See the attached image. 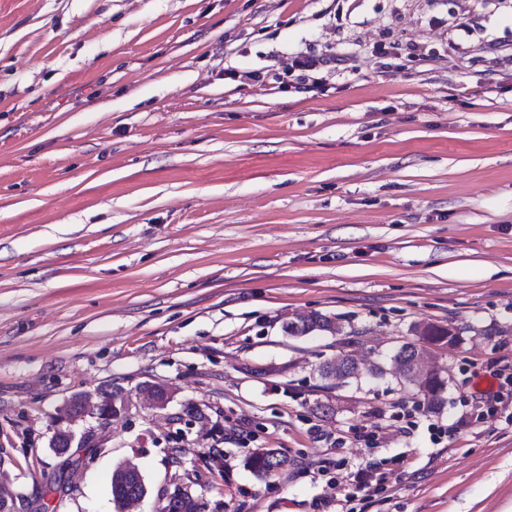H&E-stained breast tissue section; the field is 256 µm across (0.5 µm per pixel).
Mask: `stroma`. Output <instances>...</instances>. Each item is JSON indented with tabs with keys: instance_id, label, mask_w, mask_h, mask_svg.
Masks as SVG:
<instances>
[{
	"instance_id": "stroma-1",
	"label": "stroma",
	"mask_w": 512,
	"mask_h": 512,
	"mask_svg": "<svg viewBox=\"0 0 512 512\" xmlns=\"http://www.w3.org/2000/svg\"><path fill=\"white\" fill-rule=\"evenodd\" d=\"M505 43L512 0H0L15 512H115L126 461L148 486L135 512L183 481L206 512H334L365 470L383 489L355 512H512V420L477 397L512 370ZM313 313L340 334L284 332ZM422 323L460 337L434 405L392 372ZM345 354L357 376H320ZM115 387L121 416L73 422L56 458L63 409ZM254 448L294 465L256 477Z\"/></svg>"
}]
</instances>
